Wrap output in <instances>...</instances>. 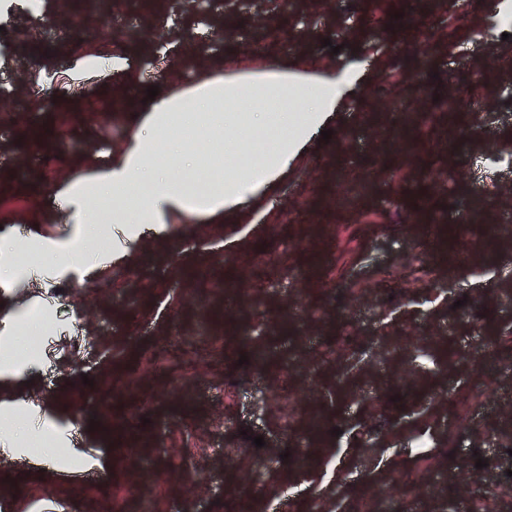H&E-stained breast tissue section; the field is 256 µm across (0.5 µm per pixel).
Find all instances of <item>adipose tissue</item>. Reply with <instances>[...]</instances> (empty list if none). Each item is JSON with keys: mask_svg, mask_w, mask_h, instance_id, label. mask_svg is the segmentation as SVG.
Here are the masks:
<instances>
[{"mask_svg": "<svg viewBox=\"0 0 512 512\" xmlns=\"http://www.w3.org/2000/svg\"><path fill=\"white\" fill-rule=\"evenodd\" d=\"M222 72V63L208 64L157 95L107 165L83 156L81 175L55 183L57 211L46 223L78 224L82 232L53 252L28 238L25 264L17 263L14 251L1 253L0 264L12 268L8 282L29 287L48 264H89L101 272L123 259L125 250L112 248L109 234L97 230L107 206L113 223L124 225L131 239L147 230L161 233L189 216L248 208L287 172L330 113L362 87L332 70L292 74L284 68L276 80L249 85L224 79ZM299 112L305 115L300 123ZM230 135L242 150L228 166L224 142Z\"/></svg>", "mask_w": 512, "mask_h": 512, "instance_id": "obj_1", "label": "adipose tissue"}]
</instances>
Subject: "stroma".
<instances>
[{"mask_svg":"<svg viewBox=\"0 0 512 512\" xmlns=\"http://www.w3.org/2000/svg\"><path fill=\"white\" fill-rule=\"evenodd\" d=\"M396 4L414 35L406 45L380 33L363 0H336L329 15L292 13L283 0H211L206 15L166 0L150 14L109 0L95 30L0 28V45L12 48L0 55V241L27 221L65 244L77 225L35 221L55 209L51 180L76 174L85 152L108 159L137 126L136 97L109 109L120 81L54 92L77 44L122 52L145 88L182 76L190 50L238 76L286 61L337 69L370 44L409 78L401 89L372 76L353 111L328 120L331 139L313 133L250 214L144 232L103 277L69 267L30 288H0L5 310L34 299L48 323L43 349L4 370L6 415L39 407L53 438L69 433L84 455L44 468L29 459L33 438L0 428L22 453L0 451L6 512H140L146 496L155 512H319L325 503L512 512V233L502 229L490 247L482 239L512 208L498 199L512 162L490 156L512 151V74L489 44L453 57L434 50L424 34L448 21L431 0ZM218 15L229 25L221 38ZM451 85L481 87L480 111L436 110ZM394 100L421 129L409 156L394 138L403 125ZM446 167L455 180L440 179ZM347 180L363 185L352 210L323 209ZM413 185L456 221L452 259L426 236L407 197ZM231 279L246 291L227 293ZM477 351L497 355L501 369L482 371ZM119 382L131 391L116 393ZM265 398L272 407L258 409ZM315 415L328 430L310 429ZM418 441L428 456L415 455ZM300 449L310 456L303 473L289 459ZM79 469L86 477L74 478ZM399 474L423 484L387 496Z\"/></svg>","mask_w":512,"mask_h":512,"instance_id":"obj_1","label":"stroma"}]
</instances>
